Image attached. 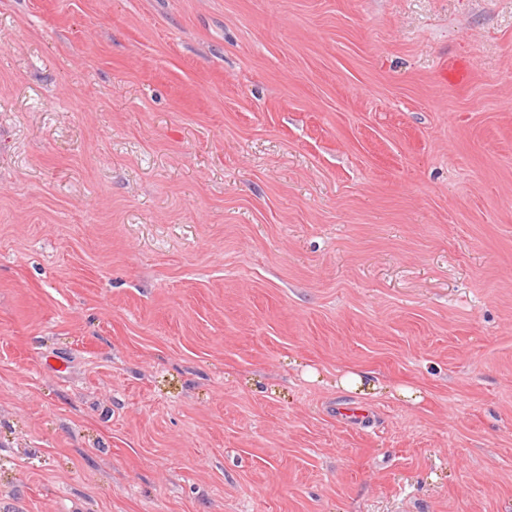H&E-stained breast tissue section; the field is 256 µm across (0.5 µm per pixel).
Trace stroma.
<instances>
[{"instance_id": "obj_1", "label": "stroma", "mask_w": 512, "mask_h": 512, "mask_svg": "<svg viewBox=\"0 0 512 512\" xmlns=\"http://www.w3.org/2000/svg\"><path fill=\"white\" fill-rule=\"evenodd\" d=\"M0 512H512V0H0Z\"/></svg>"}]
</instances>
